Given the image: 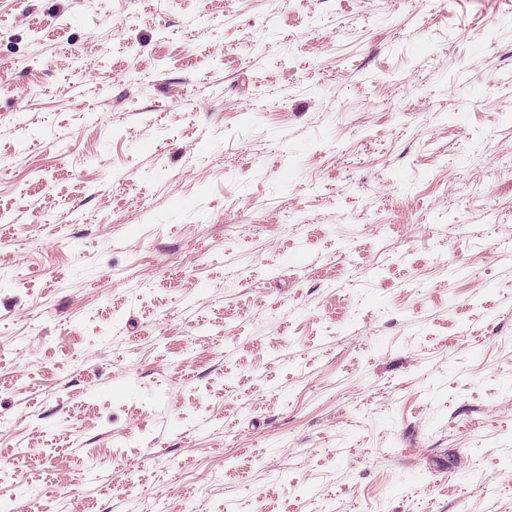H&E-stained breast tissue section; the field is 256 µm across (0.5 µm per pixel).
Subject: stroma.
Instances as JSON below:
<instances>
[{
    "label": "stroma",
    "mask_w": 512,
    "mask_h": 512,
    "mask_svg": "<svg viewBox=\"0 0 512 512\" xmlns=\"http://www.w3.org/2000/svg\"><path fill=\"white\" fill-rule=\"evenodd\" d=\"M512 512V0H0V512Z\"/></svg>",
    "instance_id": "obj_1"
}]
</instances>
